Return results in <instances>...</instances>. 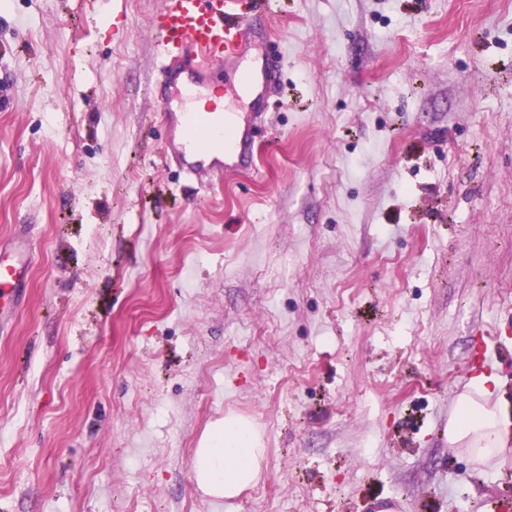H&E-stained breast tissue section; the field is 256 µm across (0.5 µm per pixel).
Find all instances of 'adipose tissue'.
<instances>
[{"label": "adipose tissue", "mask_w": 512, "mask_h": 512, "mask_svg": "<svg viewBox=\"0 0 512 512\" xmlns=\"http://www.w3.org/2000/svg\"><path fill=\"white\" fill-rule=\"evenodd\" d=\"M489 393L487 379H474L457 395L448 419L449 447L466 449L479 461L512 448V417L488 405ZM264 457L254 424L226 415L205 432L194 452V483L203 495L232 502L258 481Z\"/></svg>", "instance_id": "adipose-tissue-1"}]
</instances>
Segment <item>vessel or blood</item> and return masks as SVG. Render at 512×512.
Returning <instances> with one entry per match:
<instances>
[{
	"instance_id": "b4317fda",
	"label": "vessel or blood",
	"mask_w": 512,
	"mask_h": 512,
	"mask_svg": "<svg viewBox=\"0 0 512 512\" xmlns=\"http://www.w3.org/2000/svg\"><path fill=\"white\" fill-rule=\"evenodd\" d=\"M269 0H165L157 24L159 72L166 82L187 75L185 95L212 83L217 71L239 69L248 47L263 37L259 26ZM277 69L264 61L259 72L244 76L255 92L257 112L181 113L165 156L175 159L186 179L218 176L249 166L254 158L253 126L267 112L264 92ZM28 264L0 248V301L12 300L24 282Z\"/></svg>"
}]
</instances>
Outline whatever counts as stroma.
<instances>
[{
  "label": "stroma",
  "instance_id": "35a3bbf8",
  "mask_svg": "<svg viewBox=\"0 0 512 512\" xmlns=\"http://www.w3.org/2000/svg\"><path fill=\"white\" fill-rule=\"evenodd\" d=\"M255 167L163 166L164 0H0V512H487L512 453L448 445L495 377L512 416V0H271ZM265 460L192 467L225 415ZM28 263L0 245V315L4 313L3 302L11 301L24 282ZM264 457L262 437L254 424L226 415L195 448V486L207 497L231 503L258 481Z\"/></svg>",
  "mask_w": 512,
  "mask_h": 512
}]
</instances>
